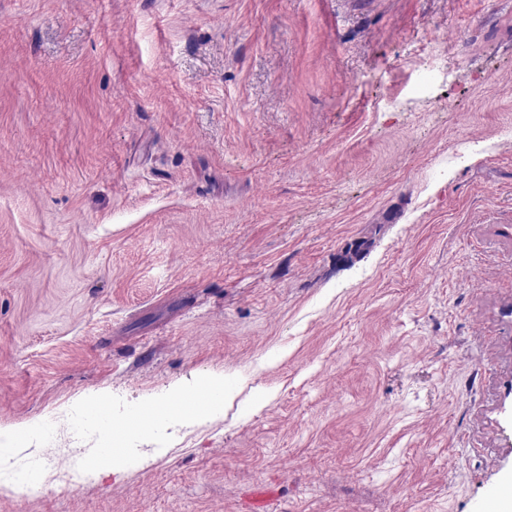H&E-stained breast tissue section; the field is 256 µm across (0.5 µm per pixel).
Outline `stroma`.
I'll return each mask as SVG.
<instances>
[{
	"label": "stroma",
	"instance_id": "stroma-1",
	"mask_svg": "<svg viewBox=\"0 0 512 512\" xmlns=\"http://www.w3.org/2000/svg\"><path fill=\"white\" fill-rule=\"evenodd\" d=\"M511 391L512 0H0V512H484ZM199 392L202 401L206 404L205 411L209 414L222 409L224 404V377L213 376L199 385ZM81 406H82L81 409H84V408L91 409V411L83 412V414L81 416V426L85 429L94 430L95 433L100 437V439L103 442L110 444L111 430L104 428L103 426H101L99 424L97 413L95 411H93V410H98L102 407L103 409L108 410V414L106 413V417H107V415H108V417H110L112 411H111V403L109 401L108 396L104 393L97 394V395L92 396V397L86 399L85 401H83ZM46 433L47 425L42 420L28 423L24 428L17 430L14 428H1L0 430V463H8L14 459L15 448H12L21 435L31 433ZM104 459L108 465V469L112 470V474H121L129 468L142 466L146 460L136 457L126 451L105 452ZM41 484L29 469L20 467L16 462L2 465L0 468L1 495H32L39 492Z\"/></svg>",
	"mask_w": 512,
	"mask_h": 512
}]
</instances>
